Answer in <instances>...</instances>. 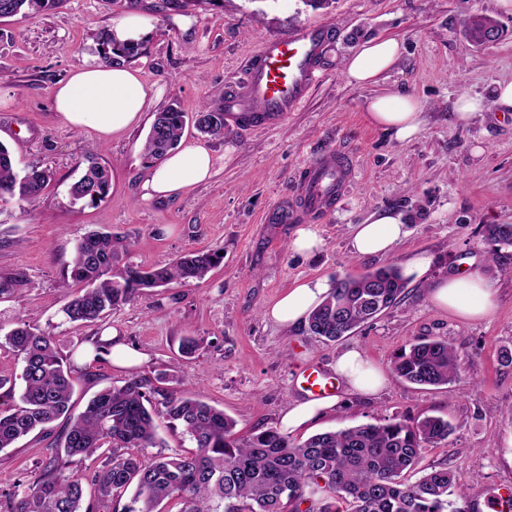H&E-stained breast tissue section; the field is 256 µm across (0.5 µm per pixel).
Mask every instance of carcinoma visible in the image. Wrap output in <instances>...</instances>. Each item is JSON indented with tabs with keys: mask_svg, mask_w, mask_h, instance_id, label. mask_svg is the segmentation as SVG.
Returning <instances> with one entry per match:
<instances>
[{
	"mask_svg": "<svg viewBox=\"0 0 512 512\" xmlns=\"http://www.w3.org/2000/svg\"><path fill=\"white\" fill-rule=\"evenodd\" d=\"M63 0H0V17H23L58 8ZM488 25L482 15L464 20L465 37L484 43ZM101 59L119 65L142 53L140 43H118L100 37ZM186 124L175 106L155 113L145 154L159 160L175 149ZM207 136L224 135V101L214 99L195 118ZM51 180L36 165L15 170L9 149L0 144V201L17 197L39 201ZM111 173L99 157L85 159L81 177L70 187L76 201L95 203L110 187ZM495 250L512 248V224L484 225ZM220 250L185 253L169 265L144 268L120 264L112 235L92 232L76 246L63 287L73 288L62 309L69 322L96 323L130 300L139 289H152L202 279L221 261ZM21 271L0 274V299L27 285ZM408 278L394 265L359 276L336 279L324 302L308 319L309 330L328 341L351 335L362 324L396 304ZM5 341L22 359L23 387L18 402L0 408V451L12 448L32 432L45 431L66 419L58 450L36 467L31 482L5 494L6 512H112V502L134 489L123 512H159L164 501L181 505L179 512H300L318 495L320 512H462L466 498L458 476L446 467L423 470L412 478L422 452L448 438L450 425L441 417L412 421L387 419L294 440L268 428L246 441L235 437L236 421L198 394L178 395L151 380L133 375L121 386L97 392L83 412L72 416L75 367L59 356L53 337L20 320ZM459 355L448 339L416 341L392 361L396 377L412 384L439 387L458 375ZM161 405L174 426L195 445V451L144 456L157 448L152 412ZM93 456L103 465L87 477L74 464ZM97 485V498L83 503V483Z\"/></svg>",
	"mask_w": 512,
	"mask_h": 512,
	"instance_id": "cac0c4a2",
	"label": "carcinoma"
}]
</instances>
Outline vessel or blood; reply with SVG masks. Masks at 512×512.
<instances>
[{
    "label": "vessel or blood",
    "instance_id": "vessel-or-blood-1",
    "mask_svg": "<svg viewBox=\"0 0 512 512\" xmlns=\"http://www.w3.org/2000/svg\"><path fill=\"white\" fill-rule=\"evenodd\" d=\"M329 34V29L311 28L265 42L250 67L245 96L225 99V112L256 110L263 122L272 123L298 109L314 83ZM351 176L346 161L311 162L299 180L298 209H327L347 187Z\"/></svg>",
    "mask_w": 512,
    "mask_h": 512
}]
</instances>
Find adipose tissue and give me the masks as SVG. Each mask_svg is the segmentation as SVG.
<instances>
[{
	"instance_id": "ef3b65f1",
	"label": "adipose tissue",
	"mask_w": 512,
	"mask_h": 512,
	"mask_svg": "<svg viewBox=\"0 0 512 512\" xmlns=\"http://www.w3.org/2000/svg\"><path fill=\"white\" fill-rule=\"evenodd\" d=\"M401 46L392 38L366 42L346 61L345 72L351 83H372L399 59ZM150 88L140 79L137 70L115 67L101 62L76 71L53 93L57 112L74 129L92 133L106 142L113 134L137 125ZM368 111L379 126L394 131L397 138L416 134L423 124V109L408 95L380 96L371 99ZM213 158L203 147L187 144L168 153L152 165L143 182L145 198H168L190 186L208 181L212 176ZM407 235L399 214L384 212L376 218L352 227L350 247L358 256H383ZM331 289L328 279L307 280L289 288L265 311L267 319L293 327L304 322ZM430 300L438 308L448 310L461 321L470 322L488 317L495 307L491 285L475 273L449 275L431 290ZM334 370L346 389L370 395L386 384L384 374L357 348L342 351ZM338 397L293 400L279 419L283 432L295 433L306 428L324 410L337 406Z\"/></svg>"
}]
</instances>
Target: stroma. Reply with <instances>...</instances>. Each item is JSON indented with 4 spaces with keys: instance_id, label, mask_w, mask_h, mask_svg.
<instances>
[{
    "instance_id": "stroma-1",
    "label": "stroma",
    "mask_w": 512,
    "mask_h": 512,
    "mask_svg": "<svg viewBox=\"0 0 512 512\" xmlns=\"http://www.w3.org/2000/svg\"><path fill=\"white\" fill-rule=\"evenodd\" d=\"M137 12L153 29L133 60L151 94L141 122L106 142L68 126L55 111L53 92L72 71L99 61L98 35L128 11L125 0H66L45 14L0 19V143L17 169L36 164L52 179L40 201L0 203V273L24 272L22 292L0 300V329L17 321L54 336L60 355L75 365L76 411L100 389L132 374L171 376L168 390L202 393L236 422L246 439L277 427L292 399L302 397L297 372L316 367L334 376L337 355L365 351L387 376L378 394L337 386L340 404L311 423L307 434L388 419L435 415L452 431L426 448L421 467L445 466L467 488L463 508L512 487V248L494 251L487 224H512V112L486 109L465 123L452 112L461 94L490 101L512 82V11L498 0H139ZM495 19L496 43L466 40V12ZM326 25L322 75L303 105L269 125L225 118L223 137L186 127L183 143L205 147L212 178L169 199L146 200L150 167L144 141L156 112L176 104L194 114L214 96L241 91L261 43ZM393 38L396 64L377 83L350 84L346 59L362 44ZM406 94L423 106L425 122L407 140L372 124L367 102ZM344 156L353 176L332 208L279 216L297 195L301 173L328 152ZM101 156L114 187L94 205L73 201L70 185L81 161ZM401 213L409 234L385 256L358 257L351 228L372 216ZM313 226L322 240L310 254L292 251L298 228ZM111 233L125 246L124 262L162 266L191 250L219 249L222 262L204 279L137 293L102 322H67L62 286L75 246L89 231ZM430 265L415 272L411 261ZM394 264L410 283L404 299L364 324L355 335L324 342L306 326H278L264 316L296 283L336 280ZM478 271L494 288L496 305L482 320L464 322L429 300L432 283ZM116 331L144 358L122 369L111 361L85 363L83 346ZM197 339L182 355V337ZM445 337L460 356L457 378L422 388L397 378L398 350L419 338ZM54 451L51 438L30 435L0 451V491L30 479Z\"/></svg>"
}]
</instances>
